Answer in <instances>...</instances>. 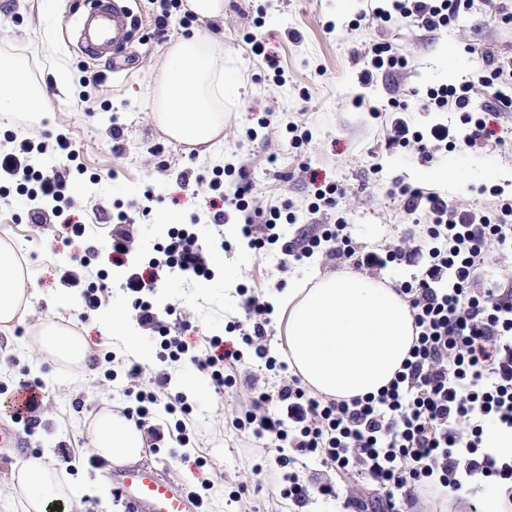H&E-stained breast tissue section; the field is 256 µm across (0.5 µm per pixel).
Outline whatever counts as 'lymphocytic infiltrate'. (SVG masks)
Listing matches in <instances>:
<instances>
[{
    "instance_id": "obj_1",
    "label": "lymphocytic infiltrate",
    "mask_w": 512,
    "mask_h": 512,
    "mask_svg": "<svg viewBox=\"0 0 512 512\" xmlns=\"http://www.w3.org/2000/svg\"><path fill=\"white\" fill-rule=\"evenodd\" d=\"M473 5L474 0H390L388 7L371 9L367 18L411 22L437 31ZM479 88L491 89V97L476 101ZM503 105H512V61L492 54L483 56L471 80L429 89L424 100L425 108L457 113L470 128L467 144L474 148L495 136L488 117ZM449 136L446 126L424 134L402 117L387 129L390 143L422 163L430 162ZM4 137L11 148L0 154V172L33 200L29 221L43 226L46 203L70 205L68 183L61 168L40 172L31 168L28 158L35 152H51L71 161L77 150L62 131L37 140L9 131ZM210 186L222 190L225 206L212 208L209 223L220 227L231 218H241V235L252 248H278L280 272H289L318 251L357 273L390 263L415 268L414 275L397 286L409 304L416 333L401 371L378 394L348 400L320 395L299 376L287 374L286 362L271 352L274 308L264 289L238 285L244 317L229 325L238 334L237 343L205 335L189 344L170 334L164 317L182 321L186 314L173 305L157 309L148 301L161 271L176 268L207 281L214 276L192 225L170 232L161 249L163 257L151 271L127 279L136 322L143 330L160 334L165 359L190 362L222 388L236 384L226 367L244 365L249 358L274 374V381L262 383L255 374L245 373L248 403L228 414L234 429L263 448L266 465L255 468L254 477L279 476L280 495L292 503L294 512H306L312 491L336 496L333 482L322 477L326 469L356 477L347 500L361 504V512H397L402 502L415 507L428 491L454 497L480 477L512 485V457L494 453L484 438L491 424L512 429V286L488 280L484 274L490 252L512 249L511 198L499 199L488 210L455 203L435 191L400 187L404 212L422 214L427 226L420 237L368 251L353 242L341 221L285 239L280 208L246 198L240 188L224 185L217 177ZM144 371L135 362L126 376L138 386ZM170 381L169 373H156L153 389L138 386L132 405L122 413L146 429L154 442L168 439L184 447L196 441L197 433L186 394L168 393ZM160 403L172 416L163 428L150 423ZM305 459L318 461L319 466L304 475L297 465Z\"/></svg>"
}]
</instances>
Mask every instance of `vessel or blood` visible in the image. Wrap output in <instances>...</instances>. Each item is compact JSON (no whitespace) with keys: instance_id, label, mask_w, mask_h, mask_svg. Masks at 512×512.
I'll return each instance as SVG.
<instances>
[{"instance_id":"b4317fda","label":"vessel or blood","mask_w":512,"mask_h":512,"mask_svg":"<svg viewBox=\"0 0 512 512\" xmlns=\"http://www.w3.org/2000/svg\"><path fill=\"white\" fill-rule=\"evenodd\" d=\"M133 0H59L62 28L72 46L90 59L119 58L134 38L138 18ZM126 512H201L202 506L182 485L152 465L106 468Z\"/></svg>"}]
</instances>
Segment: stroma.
<instances>
[{
    "instance_id": "obj_1",
    "label": "stroma",
    "mask_w": 512,
    "mask_h": 512,
    "mask_svg": "<svg viewBox=\"0 0 512 512\" xmlns=\"http://www.w3.org/2000/svg\"><path fill=\"white\" fill-rule=\"evenodd\" d=\"M55 0H0V18L12 19L10 32L0 38V57L27 64L32 77L53 86V70L67 66L76 78L83 67L102 72L101 89L78 81L56 111L47 113L39 127H31L21 116H0V131L12 130L33 136L40 131L69 128L80 147L79 170L72 173L74 184L82 185L75 198L84 210V220L95 235L104 236L108 226L98 221L95 200L106 198L124 204L152 187L159 198L160 213L176 221L188 219L209 198L207 176L227 163L239 162L237 177L251 194L269 204H292L303 224H323L344 217L354 241L368 250L385 242L417 235L413 216L403 212L393 192L411 185L448 194L456 201L484 208L494 207L491 188L512 195V107L503 109L496 121L501 142H488L480 149L457 144L437 154L429 163L407 158L402 149L387 141L386 124L394 103H406L407 114L419 127L449 122L451 114L427 112L422 97L427 88L439 83L468 79L475 56L483 51L512 57V23H503L512 14V0H484L477 8L461 11L448 30L431 33L412 24L377 23L351 28L367 0H224V15L217 19H196L195 30L224 45V67L235 73V82L224 91V136L211 158L199 159L189 146L167 138L152 119L150 96L152 71L169 45L180 38V30L158 35L154 30L153 6L137 0L143 24L140 39L121 68L112 62H86L68 53L57 27L60 21ZM262 41L265 56L254 55L249 38ZM375 42L399 49L409 60L407 69L393 75H377L372 84L360 83L364 51ZM274 57L288 78L285 86L273 83ZM275 110L278 131H258V118ZM304 118L312 141L308 147H289L282 134L287 123ZM121 125L125 150L113 157L107 143L112 125ZM276 163H269V156ZM311 166L320 177L348 185L350 195L339 210L310 215L304 201L312 185L301 176L303 166ZM464 173L463 182H437L431 174L439 167ZM200 174V181L181 184L185 169ZM28 208L18 195L0 199V228L20 249L22 266L34 282L30 298L32 315L47 317L87 336L92 356L87 369L70 375L44 362L28 344L29 326L21 321L10 334H0V353L9 355L8 373L0 378V388L15 389L25 381H40L45 395L40 413L42 427L21 432L28 455L66 445L77 465L69 477L77 483L103 482L100 470L84 466L91 449L86 430L103 404L120 408L125 404L124 375L128 360H145L149 370L172 373V390H184L192 404L190 417L200 437L198 447L186 457L172 455L167 446L149 448L145 459L163 469L183 486L213 485L212 512H289L270 482L249 485L240 499L228 494L239 480L260 464L262 450L254 441L224 423L225 410L237 409L244 395L234 391L209 390L206 396L191 392L188 379L191 365L171 367L161 357L158 344H151L149 358L136 348L143 341L140 328L131 336L106 333L97 318H84L78 290L64 288L60 271L71 255L82 252L84 243H66L60 224L35 228L27 222ZM202 243L213 250L217 264H242L244 275L256 285L269 287L279 277L273 257H252L240 232L213 235L200 226ZM157 309L175 304L193 314V335L224 331L229 317L237 315L236 295L223 280L208 285L193 281L181 271H168L161 288L152 297Z\"/></svg>"
}]
</instances>
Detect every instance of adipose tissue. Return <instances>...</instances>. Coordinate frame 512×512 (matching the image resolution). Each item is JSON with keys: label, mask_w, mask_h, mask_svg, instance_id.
Returning a JSON list of instances; mask_svg holds the SVG:
<instances>
[{"label": "adipose tissue", "mask_w": 512, "mask_h": 512, "mask_svg": "<svg viewBox=\"0 0 512 512\" xmlns=\"http://www.w3.org/2000/svg\"><path fill=\"white\" fill-rule=\"evenodd\" d=\"M153 119L170 139L212 152L224 131V47L196 33L168 48L154 71ZM44 88L27 78L11 59L0 60V112L53 111ZM29 275L13 246L0 241V331L28 313ZM269 300L283 320L286 360L317 393L337 398L379 392L401 369L415 341L413 317L391 281L341 269L311 272L272 290ZM32 340L46 361L85 368V338L48 319L31 325ZM93 451L115 463L144 458L146 433L111 406H103L87 428ZM88 489L76 486L60 469L53 451L26 460L13 471L9 498L18 512H85Z\"/></svg>", "instance_id": "obj_1"}]
</instances>
